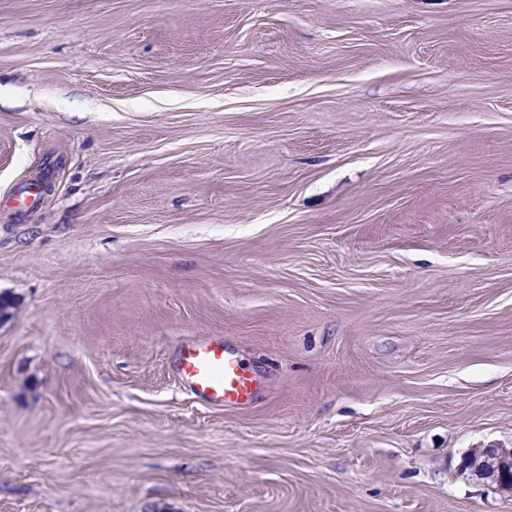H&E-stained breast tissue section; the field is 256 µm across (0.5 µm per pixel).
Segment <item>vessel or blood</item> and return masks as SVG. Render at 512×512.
<instances>
[{"mask_svg":"<svg viewBox=\"0 0 512 512\" xmlns=\"http://www.w3.org/2000/svg\"><path fill=\"white\" fill-rule=\"evenodd\" d=\"M174 368L184 387L213 407L246 405L258 395L257 373L221 337L182 340Z\"/></svg>","mask_w":512,"mask_h":512,"instance_id":"1","label":"vessel or blood"}]
</instances>
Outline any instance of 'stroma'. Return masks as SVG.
Instances as JSON below:
<instances>
[{
    "instance_id": "1",
    "label": "stroma",
    "mask_w": 512,
    "mask_h": 512,
    "mask_svg": "<svg viewBox=\"0 0 512 512\" xmlns=\"http://www.w3.org/2000/svg\"><path fill=\"white\" fill-rule=\"evenodd\" d=\"M0 512H512V0H0ZM262 373L214 409L174 371ZM39 192L34 183H26L4 201L11 208L32 207L38 201ZM174 368L184 387L212 407L242 406L258 395V375L224 337L183 339ZM465 467L481 479H490L501 491L512 494V448H473Z\"/></svg>"
}]
</instances>
